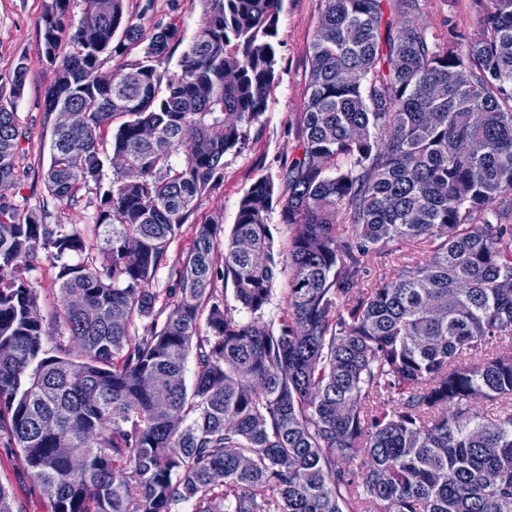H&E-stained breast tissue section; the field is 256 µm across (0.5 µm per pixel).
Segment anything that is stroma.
Wrapping results in <instances>:
<instances>
[{
	"label": "stroma",
	"mask_w": 512,
	"mask_h": 512,
	"mask_svg": "<svg viewBox=\"0 0 512 512\" xmlns=\"http://www.w3.org/2000/svg\"><path fill=\"white\" fill-rule=\"evenodd\" d=\"M51 0H0V92L9 93L14 68L26 60L28 74L16 101L18 119L27 132L16 159L20 179L8 192L19 212L37 215L47 224L71 226L93 221L95 206L83 200L77 204L47 202L44 174L50 160V139L55 114L46 111L48 89L55 71L43 56V21ZM129 16L140 17L144 35L159 25L176 26L183 37L173 45L164 66L176 70L185 42L191 41L199 24L202 0H155L154 9L141 14L140 0H126ZM322 0H283L278 20V83L266 108L251 129L250 139L240 153L224 157L223 177L205 194L196 211L197 222L221 225L232 230L238 204L245 190L257 179L270 177L283 182L291 160L298 157L307 99L306 83L309 51L319 22ZM426 20L437 35L448 27L468 37L479 31L472 0H426ZM0 484L10 488L21 512H46L49 498L33 481L17 449L11 448L5 432H0Z\"/></svg>",
	"instance_id": "obj_1"
}]
</instances>
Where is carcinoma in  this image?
Segmentation results:
<instances>
[{
    "instance_id": "obj_1",
    "label": "carcinoma",
    "mask_w": 512,
    "mask_h": 512,
    "mask_svg": "<svg viewBox=\"0 0 512 512\" xmlns=\"http://www.w3.org/2000/svg\"><path fill=\"white\" fill-rule=\"evenodd\" d=\"M202 2L172 72L157 65L178 29L144 40L125 0L43 16L47 110L74 109L44 183L53 200L95 196L88 234L8 201L24 61L0 95V428L54 489L49 512H512V0H473L472 39L430 32L423 0H323L284 185L253 183L223 242L193 225L154 290L278 79L282 0ZM388 254L409 263L365 289ZM45 262L53 332L29 276ZM284 271L286 308L265 322ZM191 220L194 222L193 219H190L188 224H185L182 233L176 237L170 247L168 253L169 265L178 264L192 246L193 233L190 224L194 223H191Z\"/></svg>"
}]
</instances>
